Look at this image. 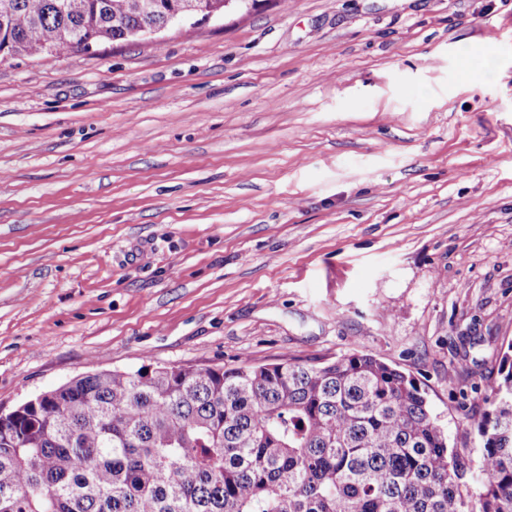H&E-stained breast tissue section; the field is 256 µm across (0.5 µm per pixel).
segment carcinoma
I'll return each instance as SVG.
<instances>
[{
	"instance_id": "obj_1",
	"label": "carcinoma",
	"mask_w": 512,
	"mask_h": 512,
	"mask_svg": "<svg viewBox=\"0 0 512 512\" xmlns=\"http://www.w3.org/2000/svg\"><path fill=\"white\" fill-rule=\"evenodd\" d=\"M0 52L133 41L184 0H11ZM219 15L257 0H197ZM478 508L411 375L367 353L75 378L0 421V512H512V343L475 387Z\"/></svg>"
}]
</instances>
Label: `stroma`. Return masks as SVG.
<instances>
[{
	"instance_id": "stroma-1",
	"label": "stroma",
	"mask_w": 512,
	"mask_h": 512,
	"mask_svg": "<svg viewBox=\"0 0 512 512\" xmlns=\"http://www.w3.org/2000/svg\"><path fill=\"white\" fill-rule=\"evenodd\" d=\"M512 343V0H261L0 57V410L76 377L375 355L481 491Z\"/></svg>"
}]
</instances>
